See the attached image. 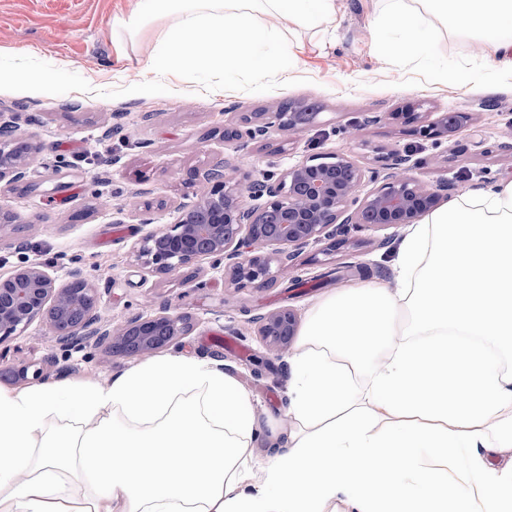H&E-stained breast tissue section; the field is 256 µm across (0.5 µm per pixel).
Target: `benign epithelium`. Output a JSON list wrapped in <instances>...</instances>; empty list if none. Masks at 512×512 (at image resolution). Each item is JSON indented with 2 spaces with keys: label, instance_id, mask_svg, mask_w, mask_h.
<instances>
[{
  "label": "benign epithelium",
  "instance_id": "benign-epithelium-1",
  "mask_svg": "<svg viewBox=\"0 0 512 512\" xmlns=\"http://www.w3.org/2000/svg\"><path fill=\"white\" fill-rule=\"evenodd\" d=\"M421 104H408L391 118L413 126L422 137L439 142L452 139L470 120L467 112L420 111ZM318 113L303 106L281 107L275 112H250L224 127L226 140H253L270 128L304 129L315 123ZM41 146L16 134L11 121L0 120V181L25 177L28 165ZM410 159L395 155L386 165L388 173H370L339 154L314 155L308 160L271 174L256 187L232 182L225 164L205 169L201 177L209 184L206 194L177 208L170 228L142 237L133 256L143 268L166 275L204 257L232 260L227 275L237 288L269 287L276 282V269L309 244L328 242L336 231L384 229L411 224L435 209L442 193L454 189L443 180L433 188L422 186L410 173ZM381 181L375 189L360 193L365 181ZM261 199L252 205L244 197ZM97 288L71 271L61 285L43 266L30 264L0 276V343L36 320L44 321L60 343L75 336H100L112 341V350L127 355L147 354L170 346L192 330L187 313L161 312L135 318L114 336L98 326ZM299 323L295 313L283 308L257 320V334L272 349L281 351L293 343Z\"/></svg>",
  "mask_w": 512,
  "mask_h": 512
}]
</instances>
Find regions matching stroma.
Segmentation results:
<instances>
[{
	"mask_svg": "<svg viewBox=\"0 0 512 512\" xmlns=\"http://www.w3.org/2000/svg\"><path fill=\"white\" fill-rule=\"evenodd\" d=\"M135 6L136 0H0V52L39 54L51 80L37 97L0 90V115L42 147L24 180L0 183V212L13 219L0 227V274L37 263L64 284L80 270L97 287L100 321L116 333L136 317L190 314L193 329L169 353L223 361L264 424L287 427L289 354L266 345L256 319L280 308L305 317L314 302L351 281L357 266L398 288L389 262L399 229L349 231L335 251L307 246L268 288L234 287L221 257L153 274L135 261V244L167 229L178 205L204 193L193 173L219 159L230 178L244 183L317 153L378 169L408 149L413 176L429 188L448 179L463 195L511 178L512 82L459 88L384 65L372 51L369 20L385 0H337L334 27L292 36L294 69L287 81L266 87L230 81L220 95L205 97L195 94L202 78L193 74L129 100L123 91L140 80L154 37L147 33L121 46L112 37V18ZM287 103L314 106L315 124L271 129L245 144L223 140L225 126L242 113ZM408 103L427 112H468L472 121L451 143L436 145L390 120ZM353 121L362 129L351 140L343 129ZM145 190L155 203L149 224L139 216ZM136 362L113 354L109 341L96 336L55 344L38 320L0 343V386L21 387L13 371L27 365L40 367L45 382L88 378L103 385Z\"/></svg>",
	"mask_w": 512,
	"mask_h": 512,
	"instance_id": "obj_1",
	"label": "stroma"
}]
</instances>
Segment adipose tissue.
Masks as SVG:
<instances>
[{
  "label": "adipose tissue",
  "mask_w": 512,
  "mask_h": 512,
  "mask_svg": "<svg viewBox=\"0 0 512 512\" xmlns=\"http://www.w3.org/2000/svg\"><path fill=\"white\" fill-rule=\"evenodd\" d=\"M387 2L371 22L386 64L461 88L512 76V0ZM436 18L467 63L432 57ZM335 20L336 0H138L112 26L157 33L138 94L184 72L211 92L287 79L289 34ZM394 254L400 289L373 276L308 311L291 430L268 432L222 361L186 354L105 386L0 387V512H512V179L407 225Z\"/></svg>",
  "instance_id": "obj_1"
}]
</instances>
